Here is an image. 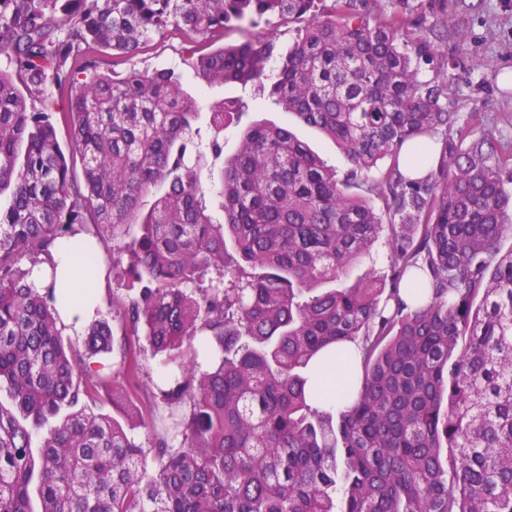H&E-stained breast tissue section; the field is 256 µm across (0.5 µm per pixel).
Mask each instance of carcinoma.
I'll use <instances>...</instances> for the list:
<instances>
[{"instance_id": "1", "label": "carcinoma", "mask_w": 512, "mask_h": 512, "mask_svg": "<svg viewBox=\"0 0 512 512\" xmlns=\"http://www.w3.org/2000/svg\"><path fill=\"white\" fill-rule=\"evenodd\" d=\"M395 4L0 0V382L14 402L0 404V512H30L38 433L42 512H512V144L455 112L464 60L445 46L466 33L448 0ZM273 18L304 22L286 53L251 35L199 56L197 75L269 83L343 150L342 179L262 124L205 170L174 73L78 77L80 44L128 56L173 26L214 45ZM54 86L69 93L66 148ZM245 107L210 105L214 158ZM383 234L389 278L346 284ZM76 235L88 265L102 251L140 284L119 306L112 403L139 387L142 357L165 356L144 442L96 411L88 357L113 345L108 320L65 338L54 288L29 281ZM348 343L354 370L312 387L315 359ZM349 390L344 410L312 404Z\"/></svg>"}]
</instances>
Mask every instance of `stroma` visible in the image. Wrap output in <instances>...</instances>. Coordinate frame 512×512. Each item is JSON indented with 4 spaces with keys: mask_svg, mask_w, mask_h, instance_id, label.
Returning a JSON list of instances; mask_svg holds the SVG:
<instances>
[{
    "mask_svg": "<svg viewBox=\"0 0 512 512\" xmlns=\"http://www.w3.org/2000/svg\"><path fill=\"white\" fill-rule=\"evenodd\" d=\"M448 17L460 24L467 34L464 57L480 64L479 69L460 75L457 81L458 112L464 115L482 113L487 129L495 138L512 141V93L507 91L504 83L505 78L512 76V0H484L481 8L465 14L452 8ZM79 57L95 60L96 71L100 74L114 70H174L180 74L185 90L197 101L200 130L208 128L207 110L211 104L239 97L248 105L240 126L254 123L289 125L292 132L337 174H344L350 167L345 154L332 139L282 112L266 89L252 84H207L196 78V55L191 52L181 30L170 28L156 34L142 49L128 57L116 59L107 50H84ZM240 126L225 129V155L236 153Z\"/></svg>",
    "mask_w": 512,
    "mask_h": 512,
    "instance_id": "obj_1",
    "label": "stroma"
}]
</instances>
